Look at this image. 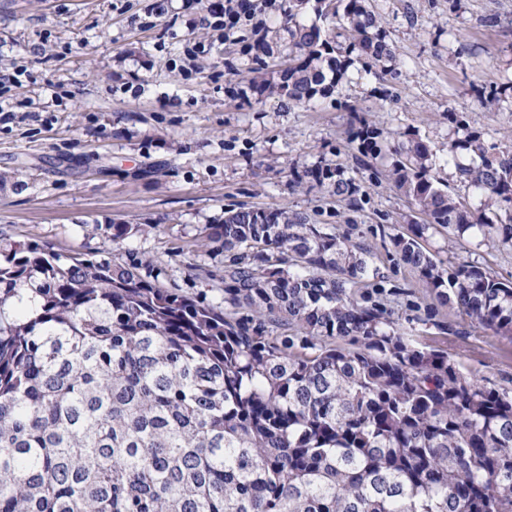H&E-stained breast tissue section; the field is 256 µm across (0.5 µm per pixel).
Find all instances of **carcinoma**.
<instances>
[{
    "label": "carcinoma",
    "mask_w": 512,
    "mask_h": 512,
    "mask_svg": "<svg viewBox=\"0 0 512 512\" xmlns=\"http://www.w3.org/2000/svg\"><path fill=\"white\" fill-rule=\"evenodd\" d=\"M307 2L288 5L303 59L254 77L258 96L304 105L335 89L343 51L394 58L366 0H318L309 27ZM450 120L448 161L479 205L412 144L391 175L424 223L390 241L439 304L512 337V283L424 246L444 228L512 248V150ZM305 175L354 191L336 168ZM205 238L224 247L223 310L133 265L0 248V512H512V390L411 344L359 294L367 246L285 208L231 210Z\"/></svg>",
    "instance_id": "obj_1"
}]
</instances>
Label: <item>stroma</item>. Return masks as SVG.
<instances>
[{
	"instance_id": "obj_1",
	"label": "stroma",
	"mask_w": 512,
	"mask_h": 512,
	"mask_svg": "<svg viewBox=\"0 0 512 512\" xmlns=\"http://www.w3.org/2000/svg\"><path fill=\"white\" fill-rule=\"evenodd\" d=\"M223 0H0V173L23 169L24 189L0 192V246L35 242L137 266L140 275L204 304L224 306V250L207 228L238 207L288 208L364 243L403 335L447 350L464 372L512 387V338L494 335L450 307H435L398 261L390 235L420 216L389 169L399 145L420 142L431 173L475 201L448 164L456 114L486 146L512 144V98L499 111L483 90L512 83V0H368L396 54L391 67L350 65L334 92L296 107L258 98L257 70L279 78L289 64L288 0L266 9L270 52H244L205 25ZM203 53L186 58L187 47ZM239 88L237 96L227 87ZM376 134L373 159L355 137ZM337 166L354 192L299 180ZM128 233L113 242L112 227ZM426 246L512 282V249L446 232Z\"/></svg>"
}]
</instances>
